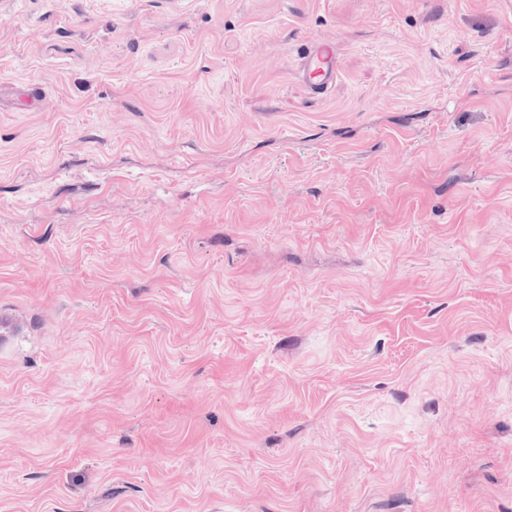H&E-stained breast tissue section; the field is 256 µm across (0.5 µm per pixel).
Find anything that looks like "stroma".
Segmentation results:
<instances>
[{
    "instance_id": "obj_1",
    "label": "stroma",
    "mask_w": 512,
    "mask_h": 512,
    "mask_svg": "<svg viewBox=\"0 0 512 512\" xmlns=\"http://www.w3.org/2000/svg\"><path fill=\"white\" fill-rule=\"evenodd\" d=\"M1 314L0 512H512V0H0ZM340 74L337 43L312 41L301 55L296 75L315 97L323 95Z\"/></svg>"
}]
</instances>
